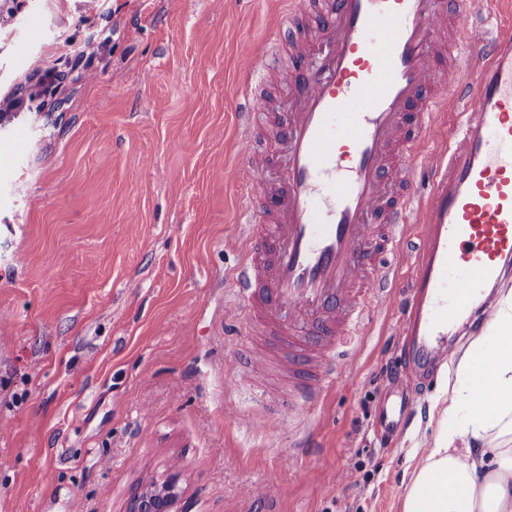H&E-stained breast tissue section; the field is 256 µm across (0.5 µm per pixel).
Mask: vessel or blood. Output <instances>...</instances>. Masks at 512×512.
Instances as JSON below:
<instances>
[{
  "mask_svg": "<svg viewBox=\"0 0 512 512\" xmlns=\"http://www.w3.org/2000/svg\"><path fill=\"white\" fill-rule=\"evenodd\" d=\"M468 0H289L301 34L297 68L281 73L296 101L273 115L287 157L278 202L238 240L232 286L242 301L226 326L248 317L285 354L288 398L310 401L332 381L342 336L394 286L388 255H406L411 201L400 193L414 161L433 173L426 233L415 262L416 297L401 328L426 364L454 320L481 325L484 288L512 278V37L454 29ZM469 45L475 84L450 73ZM466 99L448 148L425 153L440 91Z\"/></svg>",
  "mask_w": 512,
  "mask_h": 512,
  "instance_id": "1",
  "label": "vessel or blood"
}]
</instances>
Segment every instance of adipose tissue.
Wrapping results in <instances>:
<instances>
[{
    "instance_id": "adipose-tissue-1",
    "label": "adipose tissue",
    "mask_w": 512,
    "mask_h": 512,
    "mask_svg": "<svg viewBox=\"0 0 512 512\" xmlns=\"http://www.w3.org/2000/svg\"><path fill=\"white\" fill-rule=\"evenodd\" d=\"M412 461L403 512H512V289L449 371L435 444Z\"/></svg>"
}]
</instances>
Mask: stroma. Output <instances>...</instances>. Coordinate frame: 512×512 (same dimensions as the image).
<instances>
[{
    "instance_id": "stroma-1",
    "label": "stroma",
    "mask_w": 512,
    "mask_h": 512,
    "mask_svg": "<svg viewBox=\"0 0 512 512\" xmlns=\"http://www.w3.org/2000/svg\"><path fill=\"white\" fill-rule=\"evenodd\" d=\"M1 11L15 21L0 28V95L60 63L65 79L0 118V512H128L174 463L179 512H402L449 364L420 382L404 360L414 259L390 257L391 304L346 338L334 382L278 420L235 364L248 322L224 331L234 245L261 220L242 173L279 174L268 144L242 153L236 114L257 94L260 110H288L287 90L248 63L288 66V0ZM465 26L492 37L512 16L470 0ZM399 395L408 420L382 428L384 398Z\"/></svg>"
}]
</instances>
